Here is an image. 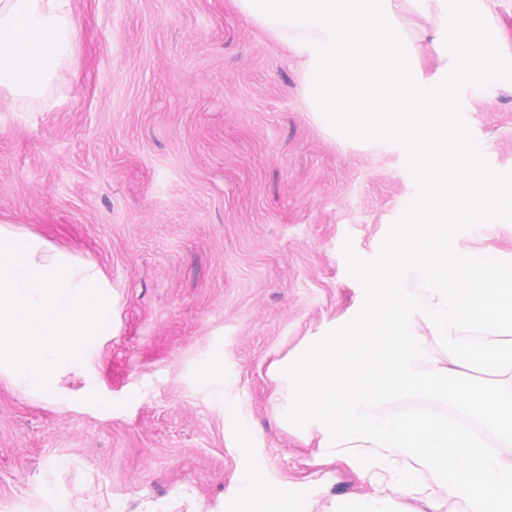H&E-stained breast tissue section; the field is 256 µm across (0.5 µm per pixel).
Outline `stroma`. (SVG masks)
<instances>
[{
	"label": "stroma",
	"mask_w": 512,
	"mask_h": 512,
	"mask_svg": "<svg viewBox=\"0 0 512 512\" xmlns=\"http://www.w3.org/2000/svg\"><path fill=\"white\" fill-rule=\"evenodd\" d=\"M78 50L44 98L0 103V221L96 261L112 324L65 403L0 379V512L43 489L124 512H234L244 464L207 364L244 401L269 475L355 501L345 467L276 423L272 363L353 309L341 245L373 257L414 188L397 149L314 118L305 69L232 0H73ZM490 163L512 170V85L464 95ZM112 401L100 412L81 392Z\"/></svg>",
	"instance_id": "stroma-1"
}]
</instances>
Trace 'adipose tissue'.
Segmentation results:
<instances>
[{
  "label": "adipose tissue",
  "instance_id": "adipose-tissue-1",
  "mask_svg": "<svg viewBox=\"0 0 512 512\" xmlns=\"http://www.w3.org/2000/svg\"><path fill=\"white\" fill-rule=\"evenodd\" d=\"M77 40L72 0H0V97L13 101L43 97L68 68ZM202 382L224 416L246 459L235 485L243 512H313L315 485L292 493L288 483L268 476L254 456V429L239 395L214 366Z\"/></svg>",
  "mask_w": 512,
  "mask_h": 512
}]
</instances>
